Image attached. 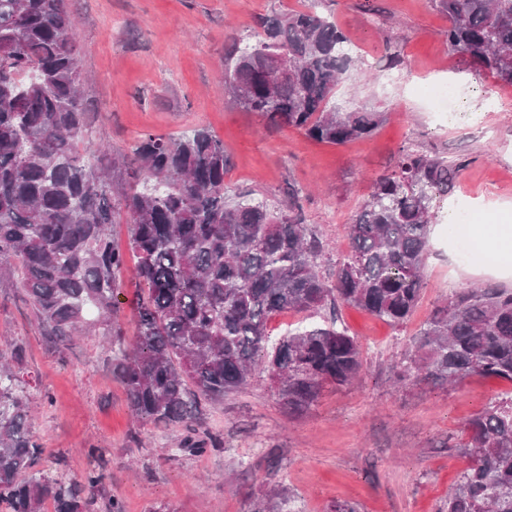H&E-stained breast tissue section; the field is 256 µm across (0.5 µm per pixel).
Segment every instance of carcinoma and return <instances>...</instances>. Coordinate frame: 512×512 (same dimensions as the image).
Masks as SVG:
<instances>
[{
    "label": "carcinoma",
    "instance_id": "obj_1",
    "mask_svg": "<svg viewBox=\"0 0 512 512\" xmlns=\"http://www.w3.org/2000/svg\"><path fill=\"white\" fill-rule=\"evenodd\" d=\"M448 16L450 49L512 86V0H430ZM255 41L224 56L233 101L268 123L342 145L371 136L380 112L329 106L354 64L348 38L312 8L256 21ZM78 41L65 0H0V288H21L35 321L62 346L82 331L121 335L115 321L126 252L146 294L131 348L111 346L114 372L142 424L190 429L216 403L267 372L292 416L363 369L359 342L337 327L298 326L270 343L268 323L336 303L400 326L424 286L432 202L462 164L402 150L375 179L348 224L332 281L318 271L326 244L305 223L300 189L284 213L265 200L234 201L229 157L206 128L176 140L142 135L125 159L104 163L87 143ZM129 218L128 251L111 240ZM25 346L0 354V505L6 512H96L106 474L77 479L46 462L31 395L19 384ZM512 383V289L464 288L435 305L413 337L399 380L456 384L470 376ZM469 465L439 512H512V396H494L467 420ZM283 490L259 499L273 512Z\"/></svg>",
    "mask_w": 512,
    "mask_h": 512
}]
</instances>
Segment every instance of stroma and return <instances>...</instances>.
Segmentation results:
<instances>
[{"label": "stroma", "mask_w": 512, "mask_h": 512, "mask_svg": "<svg viewBox=\"0 0 512 512\" xmlns=\"http://www.w3.org/2000/svg\"><path fill=\"white\" fill-rule=\"evenodd\" d=\"M306 2L66 0L87 78L91 143L127 156L142 134L176 139L207 128L232 158L224 182L234 194L279 207L300 189L306 221L327 245L324 278L347 250V224L402 148L464 163L451 195L433 200L425 287L411 320L395 328L339 305L340 321L363 345L360 375L291 416L266 372L255 371L250 386L202 404L194 427L222 445L201 454L177 450V433L134 419L103 337L58 346L35 322L24 290L0 288V351L14 341L26 347L23 383L38 405L35 431L46 456L77 478L103 468V497L117 496L126 512H252L274 485L286 490L281 512H327L336 502L358 512H438L467 465L455 446L462 422L491 396L512 395V384L479 376L452 388L397 380L410 337L438 301L472 285L512 286L448 251L460 210L475 224H512V87L449 51L448 19L429 0H317L316 11L374 61L370 70L355 63L334 105L376 110L385 120L369 138L344 145L267 128L226 93L224 55L232 40L252 41L256 16ZM390 47L404 69L386 68ZM444 86L457 109L442 123L433 92ZM135 267L127 257L117 312L126 342L143 295Z\"/></svg>", "instance_id": "obj_1"}]
</instances>
